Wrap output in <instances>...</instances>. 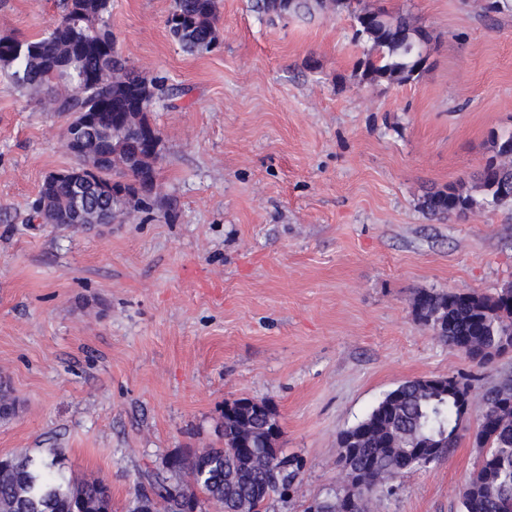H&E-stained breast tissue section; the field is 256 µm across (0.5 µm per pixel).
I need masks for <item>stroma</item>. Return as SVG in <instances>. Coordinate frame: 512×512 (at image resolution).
<instances>
[{"instance_id": "stroma-1", "label": "stroma", "mask_w": 512, "mask_h": 512, "mask_svg": "<svg viewBox=\"0 0 512 512\" xmlns=\"http://www.w3.org/2000/svg\"><path fill=\"white\" fill-rule=\"evenodd\" d=\"M433 35L404 85L361 78L347 15L266 19L217 0L218 42L188 54L173 0H111L130 66L165 78L150 212L121 223L30 224L41 184L75 166L66 116L0 77V379L19 404L0 457L61 452L125 512L168 457L224 444V405L270 403L302 463L267 512H304L345 487L339 433L410 378L474 392L481 366L413 317L419 290L492 294L512 283V207L429 219L428 191L474 190L493 135L512 132V9L484 0H366ZM59 0H0V36L41 34ZM476 419L454 451L379 488L374 512H461Z\"/></svg>"}]
</instances>
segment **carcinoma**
Here are the masks:
<instances>
[{
	"label": "carcinoma",
	"instance_id": "obj_1",
	"mask_svg": "<svg viewBox=\"0 0 512 512\" xmlns=\"http://www.w3.org/2000/svg\"><path fill=\"white\" fill-rule=\"evenodd\" d=\"M107 6L108 0H62L58 22L38 37L0 38V72L20 90L41 97L47 111L105 113L85 136L106 143L108 157L100 162L77 154L76 169L90 163L99 185L123 191L121 196H105L48 176L29 222L51 219L63 224L77 206L88 214L123 217L152 206V195L137 193L136 182L142 169L156 176L157 158L145 154L128 129L149 123L148 112L163 91V80L148 81L130 67L104 19ZM253 9L276 16L317 10L347 13L352 37L363 46L360 66L369 83L407 84L427 66L433 36L409 13L389 14L363 0H254ZM166 23L185 52H207L218 41L216 0H173ZM476 180L479 195L448 185L428 192L421 209L447 220L479 208L512 205V132L494 136L493 154ZM412 312L440 341L485 365L498 338L512 336V284L493 295L422 290ZM481 400L474 433L481 456L476 473L462 488V512H512V375L485 389ZM251 403L248 398L226 403L230 412L224 415V447L173 456L169 476L149 475L137 485L128 512H139L142 502L152 512H168L164 491L173 482L203 504L222 500L228 512H263L270 494L290 487L302 465L280 448L243 451L244 442L260 439L277 423L276 409L256 412ZM458 440L457 404L448 391L421 378L402 382L360 423L339 434L338 460L346 486L335 502L323 504V512H369L382 482L437 464ZM4 460L0 512H112L111 488L101 479L74 482L54 449L40 456L20 451ZM184 473L187 483L180 480Z\"/></svg>",
	"mask_w": 512,
	"mask_h": 512
}]
</instances>
